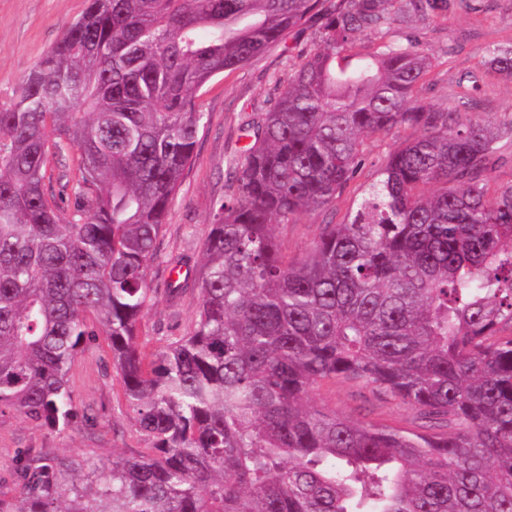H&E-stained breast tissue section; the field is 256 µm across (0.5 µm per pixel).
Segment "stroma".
<instances>
[{"instance_id":"stroma-1","label":"stroma","mask_w":512,"mask_h":512,"mask_svg":"<svg viewBox=\"0 0 512 512\" xmlns=\"http://www.w3.org/2000/svg\"><path fill=\"white\" fill-rule=\"evenodd\" d=\"M85 7L86 0H0V104L9 103L23 76ZM412 33L417 36L419 49L435 62L419 99L425 105L450 110L459 78L481 67L485 48L512 41V0H457L447 18L426 28L416 31L404 22L388 32L361 37L358 45L374 48L402 42ZM315 45L313 30L288 33L246 67L217 76L200 91L198 101L207 119L198 136L196 158L169 208L158 258L148 270L154 299L139 327V344L145 352L159 353L172 338L189 331L200 303L196 268L213 207L232 194L229 160L246 143L241 126L252 113L273 103L275 81L286 78L289 61H300ZM477 96L480 119L497 122L512 114V81L489 76ZM416 135V130L402 128L388 138L369 137L361 165L333 211L304 213L295 223L278 225L276 234L289 259L308 255L323 225L340 223L354 207L361 189L375 178L387 153ZM170 259L181 260V275L189 281L174 300L167 294L166 262ZM68 385L77 412L68 427L51 431L14 411H0V492H17L13 461L24 448L47 458L65 459L78 468L104 469L111 465L113 456L139 454L151 447V440L138 427L135 411L122 395L121 379L104 336H95L78 353ZM310 398L314 404L356 421L409 431L422 426L399 399L375 394L353 379L321 381L313 387Z\"/></svg>"}]
</instances>
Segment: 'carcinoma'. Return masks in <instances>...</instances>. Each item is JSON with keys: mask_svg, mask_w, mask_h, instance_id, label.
Here are the masks:
<instances>
[{"mask_svg": "<svg viewBox=\"0 0 512 512\" xmlns=\"http://www.w3.org/2000/svg\"><path fill=\"white\" fill-rule=\"evenodd\" d=\"M453 0H86L0 105V408L76 417L68 370L95 331L152 453L78 475L29 449L0 512H512V181L492 123L418 103L416 37L355 38ZM321 18L274 105L242 130L213 210L191 329L137 344L148 267L196 157L197 94ZM512 80V42L483 74ZM385 157L357 208L290 261L275 235L336 205L371 135ZM78 154L46 187L47 165ZM361 381L428 422L410 432L310 400ZM500 147L497 164L495 166V175L500 182L512 180V135L504 136L498 143Z\"/></svg>", "mask_w": 512, "mask_h": 512, "instance_id": "1", "label": "carcinoma"}]
</instances>
